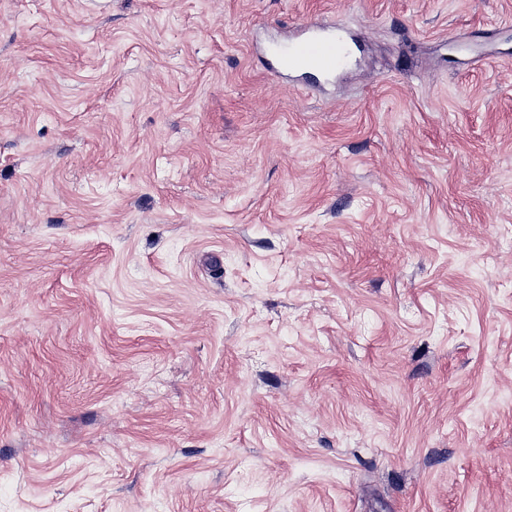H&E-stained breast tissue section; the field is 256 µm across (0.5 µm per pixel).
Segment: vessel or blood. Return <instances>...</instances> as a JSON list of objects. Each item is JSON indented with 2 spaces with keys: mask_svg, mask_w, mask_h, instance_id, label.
<instances>
[{
  "mask_svg": "<svg viewBox=\"0 0 512 512\" xmlns=\"http://www.w3.org/2000/svg\"><path fill=\"white\" fill-rule=\"evenodd\" d=\"M279 66L293 72L332 75L345 63L344 45L334 33L312 34L278 50Z\"/></svg>",
  "mask_w": 512,
  "mask_h": 512,
  "instance_id": "obj_1",
  "label": "vessel or blood"
}]
</instances>
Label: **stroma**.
<instances>
[{
	"label": "stroma",
	"mask_w": 512,
	"mask_h": 512,
	"mask_svg": "<svg viewBox=\"0 0 512 512\" xmlns=\"http://www.w3.org/2000/svg\"><path fill=\"white\" fill-rule=\"evenodd\" d=\"M0 512H512V0H0ZM312 34L297 39L287 47L278 50L276 58L279 66L287 71L317 72L333 75L345 63L344 45L333 32Z\"/></svg>",
	"instance_id": "35a3bbf8"
}]
</instances>
